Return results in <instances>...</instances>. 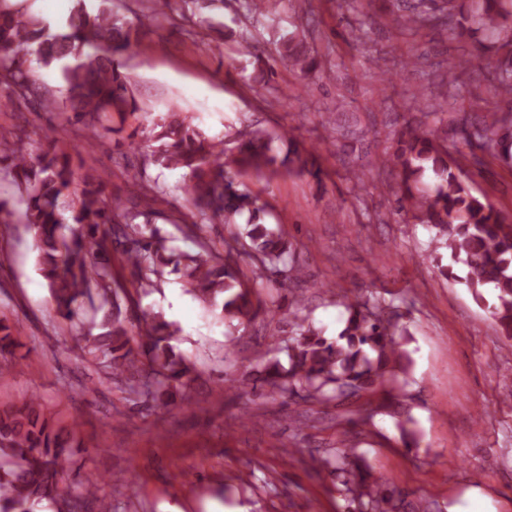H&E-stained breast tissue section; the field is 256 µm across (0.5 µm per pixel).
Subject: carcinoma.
<instances>
[{
    "label": "carcinoma",
    "mask_w": 512,
    "mask_h": 512,
    "mask_svg": "<svg viewBox=\"0 0 512 512\" xmlns=\"http://www.w3.org/2000/svg\"><path fill=\"white\" fill-rule=\"evenodd\" d=\"M0 0V86L16 98L31 99L43 112L64 106L66 122L80 125L90 137L100 136L103 118L134 115L139 109L122 59L142 50L144 28L169 18V0H152L150 13L137 25L112 19L110 0L96 12L78 5L66 33L46 32L41 20ZM393 23L406 30L439 29L452 40L475 30L492 39L498 55L483 60L476 54L451 58L442 82L455 83L457 72L481 63L480 82H489L496 95L511 107H494L480 118H454L463 148L448 146V118L443 112H424L394 134L393 151L367 161V167L348 169V180L363 182L365 169H386L392 181L386 194L394 198L393 214L435 231V248L448 250L446 277L457 279L453 265L466 269L461 282L474 299L482 290H495L491 315L502 334L512 339V219L470 188L468 167L483 163V155L512 157V11L506 0H388ZM45 65L63 62L66 97L57 101L42 92L28 57ZM281 61L307 75L322 69L321 60L299 42L287 43ZM160 142L156 161L167 168L188 171L183 193L193 202L184 214L186 235L196 237L207 224L229 228L221 247L204 245L201 251H177L154 227L170 205L167 191L147 184L124 202L105 193L106 179L86 176L75 184L67 157L55 146L29 154L22 132L0 130V175L11 194L0 198V234L15 224L34 232L37 269L47 282L58 314L67 320L105 312L91 321L80 336L83 350L109 369V378L139 381L152 407L169 411L176 398L195 379L190 361L171 344L180 328L161 314L142 307L133 292L148 288L166 274H175L198 300L223 323L227 335L246 330L260 318L291 330L275 338L277 357L233 386L237 396L250 392L279 395L305 404H352L377 391L401 406V384L386 386L387 374L404 369L407 354L396 343L402 314L399 306L371 291L344 303L346 318L334 338L298 316H285L278 297L258 288H281L302 278L292 243L282 231L263 222L258 197L241 181L245 175L270 177L305 172L301 161L281 159L276 141L291 140L278 129L237 130L235 151L205 136L187 117L168 113L152 131ZM434 185L423 190L426 174ZM245 222H240L242 216ZM119 251L132 280L125 284L112 276V250ZM14 328L0 320V381L20 367L14 358ZM407 449L418 447L410 419L394 411ZM78 417L62 418L46 410L37 395L21 401H0V512H36L47 503L54 512H69L73 501L95 494L94 484L78 483L77 495L64 492L59 479L69 474L75 449ZM346 501L347 512H440L429 500L405 501L387 479L374 476L365 453L342 439L315 459Z\"/></svg>",
    "instance_id": "obj_1"
}]
</instances>
